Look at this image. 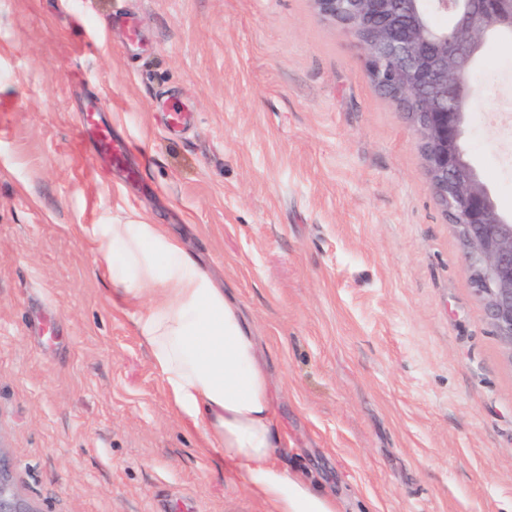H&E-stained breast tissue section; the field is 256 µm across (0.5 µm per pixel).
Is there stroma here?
<instances>
[{"mask_svg": "<svg viewBox=\"0 0 512 512\" xmlns=\"http://www.w3.org/2000/svg\"><path fill=\"white\" fill-rule=\"evenodd\" d=\"M474 77L463 146L512 216V44ZM131 212L255 323L287 469L344 512H512V366L352 41L310 0H0V444L35 512H264L79 234Z\"/></svg>", "mask_w": 512, "mask_h": 512, "instance_id": "stroma-1", "label": "stroma"}]
</instances>
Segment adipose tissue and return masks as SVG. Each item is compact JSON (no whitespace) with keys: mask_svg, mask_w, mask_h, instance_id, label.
I'll list each match as a JSON object with an SVG mask.
<instances>
[{"mask_svg":"<svg viewBox=\"0 0 512 512\" xmlns=\"http://www.w3.org/2000/svg\"><path fill=\"white\" fill-rule=\"evenodd\" d=\"M80 231L177 414L221 453L225 470L244 475L267 512H339L332 493L281 465L288 436L276 412L280 389L228 289L182 240L140 214H107Z\"/></svg>","mask_w":512,"mask_h":512,"instance_id":"obj_1","label":"adipose tissue"}]
</instances>
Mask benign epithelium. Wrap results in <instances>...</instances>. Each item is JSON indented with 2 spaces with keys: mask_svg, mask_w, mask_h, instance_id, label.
Listing matches in <instances>:
<instances>
[{
  "mask_svg": "<svg viewBox=\"0 0 512 512\" xmlns=\"http://www.w3.org/2000/svg\"><path fill=\"white\" fill-rule=\"evenodd\" d=\"M364 52L370 82L419 137L435 200L464 248L482 315L512 365V217L503 214L462 150L478 89L472 73L486 40L512 41V0H433L452 33L426 31L420 0H310ZM0 512H33L21 499L0 447Z\"/></svg>",
  "mask_w": 512,
  "mask_h": 512,
  "instance_id": "7a95c632",
  "label": "benign epithelium"
}]
</instances>
